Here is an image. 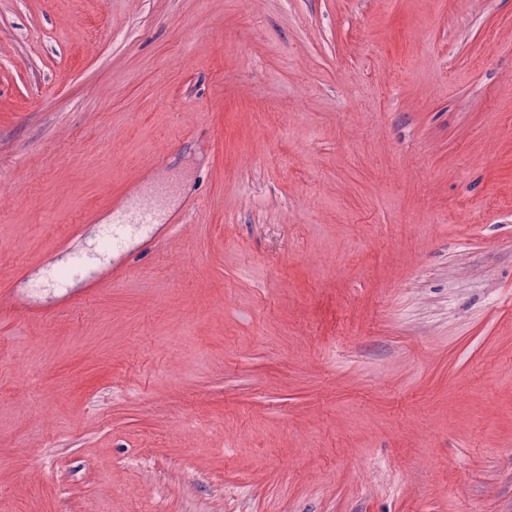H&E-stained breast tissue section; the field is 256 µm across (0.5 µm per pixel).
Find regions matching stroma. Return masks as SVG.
<instances>
[{
    "mask_svg": "<svg viewBox=\"0 0 512 512\" xmlns=\"http://www.w3.org/2000/svg\"><path fill=\"white\" fill-rule=\"evenodd\" d=\"M0 512H512V0H0ZM176 223L175 217L158 223L156 205L142 194L126 195L122 201L112 206V245L124 235L129 224H148L149 233L142 237L143 243L159 241L168 224ZM160 224V225H159Z\"/></svg>",
    "mask_w": 512,
    "mask_h": 512,
    "instance_id": "stroma-1",
    "label": "stroma"
}]
</instances>
